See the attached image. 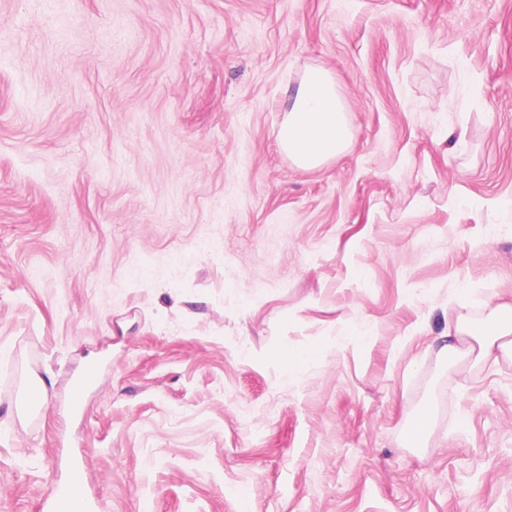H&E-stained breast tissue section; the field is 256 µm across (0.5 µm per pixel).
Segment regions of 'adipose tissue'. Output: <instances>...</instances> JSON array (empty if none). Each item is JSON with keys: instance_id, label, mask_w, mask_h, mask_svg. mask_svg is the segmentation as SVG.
Returning <instances> with one entry per match:
<instances>
[{"instance_id": "1", "label": "adipose tissue", "mask_w": 512, "mask_h": 512, "mask_svg": "<svg viewBox=\"0 0 512 512\" xmlns=\"http://www.w3.org/2000/svg\"><path fill=\"white\" fill-rule=\"evenodd\" d=\"M277 140L299 167L314 168L338 159L351 140L345 108L331 74L309 69L289 100Z\"/></svg>"}]
</instances>
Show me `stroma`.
I'll list each match as a JSON object with an SVG mask.
<instances>
[{"label":"stroma","instance_id":"35a3bbf8","mask_svg":"<svg viewBox=\"0 0 512 512\" xmlns=\"http://www.w3.org/2000/svg\"><path fill=\"white\" fill-rule=\"evenodd\" d=\"M492 301L512 0H0V512L75 448L99 512H512V354L443 339ZM287 112L277 140L297 166L315 168L346 151L352 133L328 71L309 69L290 97ZM315 348L299 350L293 348H284L280 353L281 365L285 373H293L300 369L302 365L312 356L317 354Z\"/></svg>","mask_w":512,"mask_h":512}]
</instances>
